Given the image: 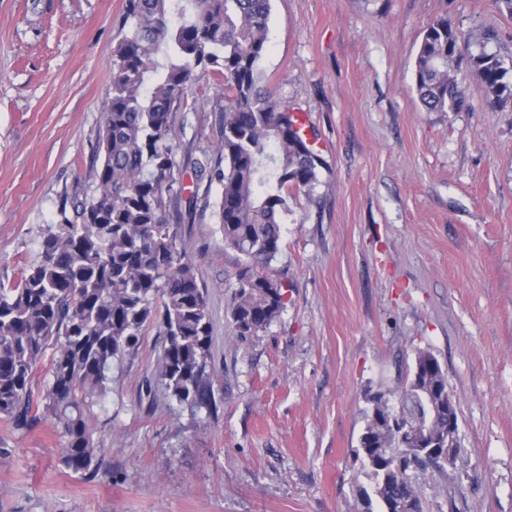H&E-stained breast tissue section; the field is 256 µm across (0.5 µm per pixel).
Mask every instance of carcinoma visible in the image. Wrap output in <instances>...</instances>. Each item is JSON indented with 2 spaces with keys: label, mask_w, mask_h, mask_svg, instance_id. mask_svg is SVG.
Listing matches in <instances>:
<instances>
[{
  "label": "carcinoma",
  "mask_w": 512,
  "mask_h": 512,
  "mask_svg": "<svg viewBox=\"0 0 512 512\" xmlns=\"http://www.w3.org/2000/svg\"><path fill=\"white\" fill-rule=\"evenodd\" d=\"M270 0H126L110 64L112 96L96 150L97 187L89 199L61 208L39 243L38 259L10 285L0 283V419L30 430L44 419L61 428L62 461L73 473H95L102 448L92 421L104 410L108 372L136 352L150 329L163 337L159 379L179 404L213 402L208 371L211 317L189 249L174 224L184 193L175 175L174 114L188 87L205 76L224 81L220 157L199 174L220 186L224 246L240 256L230 307L235 335L251 336L285 307L281 281L268 267L281 248L290 201L310 195L320 157L307 145L293 111L263 85ZM496 33L465 36L440 17L424 32L415 62L417 94L428 112H458L463 77L475 74L493 103L512 99V58L489 49ZM53 350L49 380L37 393V364ZM436 371L421 385L448 390L429 350L415 354L397 390L408 392L416 368ZM361 451L382 512L420 507L412 468L427 464L410 444L369 422ZM391 448L389 464L377 449Z\"/></svg>",
  "instance_id": "obj_1"
}]
</instances>
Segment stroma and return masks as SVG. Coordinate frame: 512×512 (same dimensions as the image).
<instances>
[{
  "label": "stroma",
  "instance_id": "1",
  "mask_svg": "<svg viewBox=\"0 0 512 512\" xmlns=\"http://www.w3.org/2000/svg\"><path fill=\"white\" fill-rule=\"evenodd\" d=\"M125 0H0V281L20 277L64 199L92 195ZM445 17L497 33L493 0H271L261 61L276 99L306 114L322 160L298 197L269 272L287 282L280 317L237 338L239 256L225 248L217 158L224 94L204 79L174 116L186 187L179 231L212 321L215 406L173 400L148 331L112 363L96 422L102 464L62 463L53 421L0 420V512H361L358 454L367 392L396 388L426 349L459 407L470 458L455 477L418 475L424 512H512V101L429 112L415 89L423 34Z\"/></svg>",
  "mask_w": 512,
  "mask_h": 512
}]
</instances>
